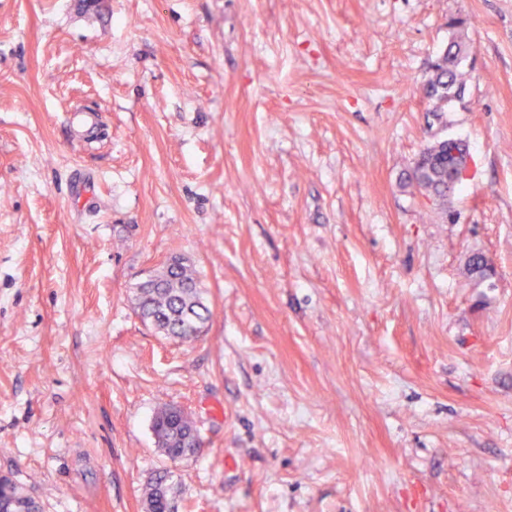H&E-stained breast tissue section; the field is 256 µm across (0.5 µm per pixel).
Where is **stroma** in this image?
<instances>
[{
    "label": "stroma",
    "instance_id": "obj_1",
    "mask_svg": "<svg viewBox=\"0 0 512 512\" xmlns=\"http://www.w3.org/2000/svg\"><path fill=\"white\" fill-rule=\"evenodd\" d=\"M446 137L443 208L400 179ZM175 255L191 342L134 309ZM162 469L179 512H512V0H0V478L146 512ZM466 25L467 20L460 16L448 19V45L442 56L433 64L432 75L425 88V96L433 104L431 111H448V106L464 92L470 77L469 72L465 70V63L470 54ZM175 406L158 408L151 420L154 443L158 450L170 460H180L195 453L197 429L190 415H179Z\"/></svg>",
    "mask_w": 512,
    "mask_h": 512
}]
</instances>
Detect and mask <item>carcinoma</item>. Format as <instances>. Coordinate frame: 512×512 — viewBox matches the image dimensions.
<instances>
[{"label": "carcinoma", "mask_w": 512, "mask_h": 512, "mask_svg": "<svg viewBox=\"0 0 512 512\" xmlns=\"http://www.w3.org/2000/svg\"><path fill=\"white\" fill-rule=\"evenodd\" d=\"M467 20L448 19L450 34L442 56L433 64L425 96L432 102V111L446 112L448 106L464 92L470 77L465 63L470 54L466 33ZM466 144L439 139L423 148L405 176L407 185L425 192L427 198L442 207L466 181L460 169L466 163ZM468 274L478 280L491 276L493 269L480 262V254L468 259ZM137 310L161 335L180 340H193L203 334L212 311L203 296L201 283L193 268L180 256L154 272L152 281L139 284ZM154 443L170 460L186 458L196 451L197 429L190 415L175 413L174 406L158 408L151 420ZM177 490L171 472L158 471L147 487V512H177ZM25 501L13 488L0 483V512H20Z\"/></svg>", "instance_id": "obj_1"}]
</instances>
